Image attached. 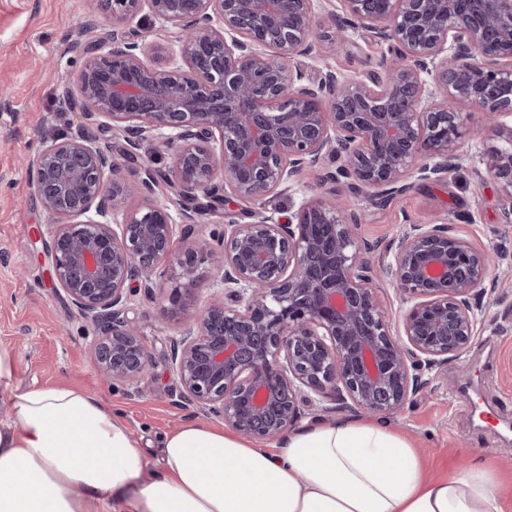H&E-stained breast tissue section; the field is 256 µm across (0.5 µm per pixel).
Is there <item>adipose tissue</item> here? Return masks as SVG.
<instances>
[{
  "mask_svg": "<svg viewBox=\"0 0 512 512\" xmlns=\"http://www.w3.org/2000/svg\"><path fill=\"white\" fill-rule=\"evenodd\" d=\"M0 512H504L483 466L425 478L385 424L338 420L262 447L190 422L158 461L100 398L23 383L0 344Z\"/></svg>",
  "mask_w": 512,
  "mask_h": 512,
  "instance_id": "1",
  "label": "adipose tissue"
}]
</instances>
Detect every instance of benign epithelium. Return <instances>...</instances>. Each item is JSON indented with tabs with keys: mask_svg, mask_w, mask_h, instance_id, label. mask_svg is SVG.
<instances>
[{
	"mask_svg": "<svg viewBox=\"0 0 512 512\" xmlns=\"http://www.w3.org/2000/svg\"><path fill=\"white\" fill-rule=\"evenodd\" d=\"M90 2L113 29L98 37L91 22L73 46L87 56L71 90L82 121L43 142L27 174L52 221L48 279L94 327L100 377L136 388L150 375L132 291L155 298L165 267L192 284L208 259L216 289L170 345L178 405L255 442L342 409L401 413L470 347L497 259L448 224H408L373 258L335 184L383 201L448 177L477 112L502 140L482 164L512 223V0H342L331 27L314 21L321 0ZM138 16L174 29L171 42L122 27ZM360 29L387 45L380 75L306 77L298 57ZM146 143L171 173L141 161ZM316 168L323 192L286 221L259 207L194 236L202 210L287 194ZM184 306L178 284L161 312Z\"/></svg>",
	"mask_w": 512,
	"mask_h": 512,
	"instance_id": "7a95c632",
	"label": "benign epithelium"
}]
</instances>
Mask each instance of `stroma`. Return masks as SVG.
<instances>
[{"mask_svg":"<svg viewBox=\"0 0 512 512\" xmlns=\"http://www.w3.org/2000/svg\"><path fill=\"white\" fill-rule=\"evenodd\" d=\"M89 0H0V344L12 347L20 378L44 386L78 387L111 404L140 438L149 458L160 455V439L191 420L169 396L167 357L183 321L160 318V307L142 292L131 297L129 318L145 336L154 375L139 389L103 382L96 371L95 330L76 314L64 293L54 291L36 240L50 242L48 218L21 163L33 160L43 141L75 132L80 117L63 94L84 59L72 50L87 20ZM386 52L371 36L356 32L349 44L301 58L308 78L334 70L354 79L379 70ZM460 139L464 161L448 179L416 182L388 203L368 191L338 185L340 200L360 223L370 244L385 246L405 225L447 222L476 249L502 256L499 273L512 271V223H505L502 196L489 176H478L494 135ZM512 289L497 293L490 316L466 355L449 361L442 378L423 390L389 424L425 460L429 478L452 475L480 461L502 481V505L512 512Z\"/></svg>","mask_w":512,"mask_h":512,"instance_id":"stroma-1","label":"stroma"}]
</instances>
